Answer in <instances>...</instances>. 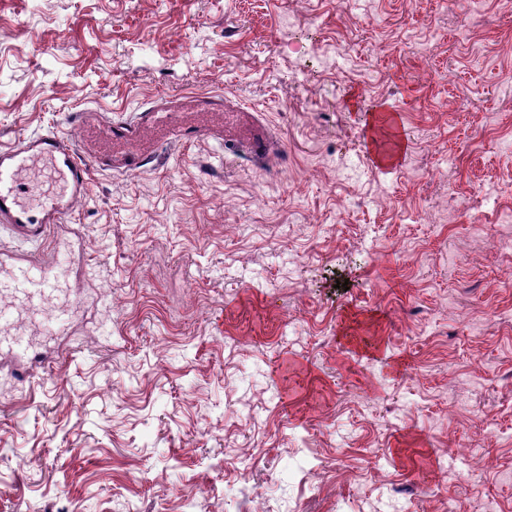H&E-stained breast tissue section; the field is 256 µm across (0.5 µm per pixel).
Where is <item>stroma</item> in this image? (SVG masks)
<instances>
[{
    "mask_svg": "<svg viewBox=\"0 0 512 512\" xmlns=\"http://www.w3.org/2000/svg\"><path fill=\"white\" fill-rule=\"evenodd\" d=\"M463 6L483 22L446 0H0V149L183 94L274 137L262 164L205 139L91 166L68 320L0 287L25 344L0 356V512H512V0ZM0 251L72 267L3 229ZM465 442L480 459L446 462Z\"/></svg>",
    "mask_w": 512,
    "mask_h": 512,
    "instance_id": "obj_1",
    "label": "stroma"
}]
</instances>
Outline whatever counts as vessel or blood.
I'll return each mask as SVG.
<instances>
[{"label":"vessel or blood","instance_id":"vessel-or-blood-1","mask_svg":"<svg viewBox=\"0 0 512 512\" xmlns=\"http://www.w3.org/2000/svg\"><path fill=\"white\" fill-rule=\"evenodd\" d=\"M80 140L71 146L52 132L28 135L0 149V227L20 241L38 243L61 226L89 186V166L136 172L155 160L159 145H191L213 137L253 157L268 155L273 143L252 113L228 110L223 99L180 96L140 113L132 121L102 119L92 111L78 116ZM47 175L49 187L32 186L34 174ZM0 272L23 283L26 301H53L58 279L51 268L14 256H0Z\"/></svg>","mask_w":512,"mask_h":512}]
</instances>
